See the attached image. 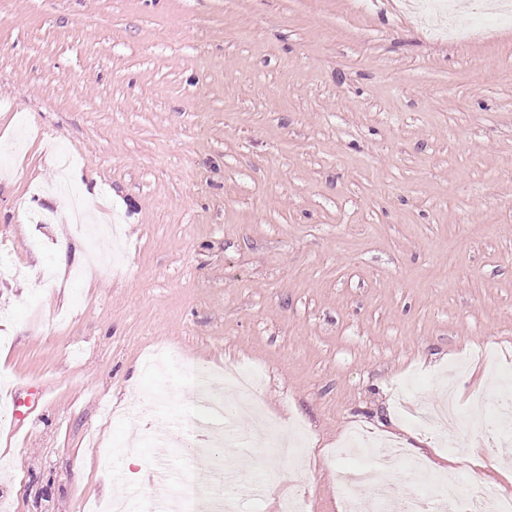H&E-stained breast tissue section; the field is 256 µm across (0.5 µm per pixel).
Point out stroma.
<instances>
[{
    "mask_svg": "<svg viewBox=\"0 0 512 512\" xmlns=\"http://www.w3.org/2000/svg\"><path fill=\"white\" fill-rule=\"evenodd\" d=\"M457 42L401 0H0V512H147L149 469L216 483L237 449L153 446L191 367L262 372L301 457L237 467L235 512H338L343 445L512 468V23ZM97 186L98 201L83 188ZM453 390L459 449L405 417ZM34 413L15 430L11 395Z\"/></svg>",
    "mask_w": 512,
    "mask_h": 512,
    "instance_id": "stroma-1",
    "label": "stroma"
}]
</instances>
